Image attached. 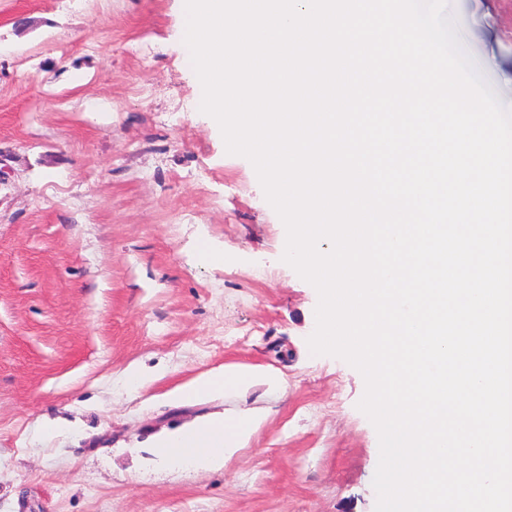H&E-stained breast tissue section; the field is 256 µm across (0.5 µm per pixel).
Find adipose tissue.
Listing matches in <instances>:
<instances>
[{"label": "adipose tissue", "mask_w": 512, "mask_h": 512, "mask_svg": "<svg viewBox=\"0 0 512 512\" xmlns=\"http://www.w3.org/2000/svg\"><path fill=\"white\" fill-rule=\"evenodd\" d=\"M261 381L274 388L282 385L278 374L228 365L221 371L197 377L180 389L178 396L183 400H192L202 394L240 391ZM262 421V416L257 414L209 420L162 437L156 451L176 464L202 468L226 460L243 449Z\"/></svg>", "instance_id": "adipose-tissue-1"}]
</instances>
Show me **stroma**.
Returning a JSON list of instances; mask_svg holds the SVG:
<instances>
[{
    "label": "stroma",
    "mask_w": 512,
    "mask_h": 512,
    "mask_svg": "<svg viewBox=\"0 0 512 512\" xmlns=\"http://www.w3.org/2000/svg\"><path fill=\"white\" fill-rule=\"evenodd\" d=\"M448 11L512 107L493 0ZM181 22V0H0V512H375L364 379L311 353L318 294L281 262L252 163L197 111ZM227 364L285 385L175 397ZM258 411L223 467L154 451Z\"/></svg>",
    "instance_id": "obj_1"
}]
</instances>
